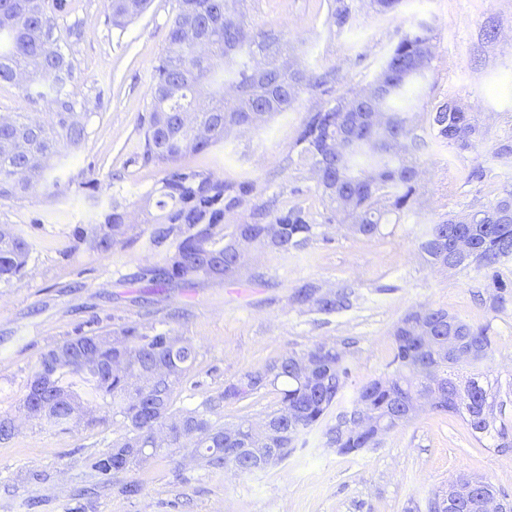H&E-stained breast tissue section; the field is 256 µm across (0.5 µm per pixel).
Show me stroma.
Masks as SVG:
<instances>
[{
  "instance_id": "35a3bbf8",
  "label": "stroma",
  "mask_w": 512,
  "mask_h": 512,
  "mask_svg": "<svg viewBox=\"0 0 512 512\" xmlns=\"http://www.w3.org/2000/svg\"><path fill=\"white\" fill-rule=\"evenodd\" d=\"M347 9L334 24L336 6ZM176 0H151L125 28L108 18L107 0H72L59 18L61 46L74 67L71 93L90 113L88 137L51 176L59 197L37 190L0 201V225L24 231L30 254L21 279L0 282V412L16 432L0 440V512H405L467 474L490 481L512 500V447L476 442L460 417L431 410L393 430L382 445L340 455L324 427L301 436L282 463L251 474L204 466L188 448H171L102 483L86 466L125 433L121 417L63 431L18 416L41 355L95 322L106 336L135 326L188 339L198 355L174 393L176 408L198 406L245 372L318 343L345 348L349 378L336 402L347 408L367 382L385 374L393 356L392 328L408 311L443 308L485 325L492 352L461 377L479 371L499 378L502 412L512 439V299L493 309L480 300L486 275L474 268L428 265L419 245L427 225L487 204L512 185V0H403L397 13H377L369 0H244L246 22L282 31L291 61L316 74L335 72L334 95L369 81L401 30L423 23L434 58L408 96L419 107L420 178L415 204L380 236L350 234L328 221L312 171L294 146L320 93H303L295 109L235 131L223 143L183 158V165L226 183L250 187V201L275 210L298 205L317 225L303 248L280 253L255 245L236 274L159 284L139 279L160 266L172 242L154 245L164 171L142 156L140 125L150 111V77L164 52ZM79 25V36L69 29ZM497 28L495 39L486 36ZM452 98L475 118L482 137L465 150L435 138L425 107ZM96 182L76 183L80 171ZM124 204L127 241L102 253L78 240V228L101 221L113 200ZM318 294L350 291L349 309L325 313L295 302L296 288ZM44 482H29L32 472ZM135 481V496L117 491Z\"/></svg>"
}]
</instances>
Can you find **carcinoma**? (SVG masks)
I'll list each match as a JSON object with an SVG mask.
<instances>
[{"label": "carcinoma", "mask_w": 512, "mask_h": 512, "mask_svg": "<svg viewBox=\"0 0 512 512\" xmlns=\"http://www.w3.org/2000/svg\"><path fill=\"white\" fill-rule=\"evenodd\" d=\"M147 5L148 0H108L112 25H124ZM69 10L68 0H0V18L12 20L10 29L0 30V84L19 86L27 102L45 100L51 106L46 120L15 112L0 123V201L37 188L59 196L58 182L47 176L52 160L79 149L86 140L89 115L78 110L68 91L74 67L58 45L57 15ZM282 46L281 32L254 30L245 23L239 0H177L166 46L152 76L142 149L145 160L165 166L158 201L164 226L152 232L153 242L161 244L173 235L179 240L163 265L143 272L150 280L222 275L224 262L238 244L272 242L278 251L288 253L314 236L316 225L300 206L273 213L256 205L251 210L253 223L225 231L224 214L241 207L250 190L180 164L184 155L224 142L233 129L249 124L254 111L267 117L288 112L306 90L321 88L323 94L331 95L328 77L279 62ZM432 60L428 29L402 32L362 90L329 98L307 115L297 132L300 158L321 170L318 187L334 216L349 221L355 234L380 235L381 226L400 217L413 200L418 166L412 156L422 144L407 92L429 70ZM376 85L390 86L388 94L376 101V108L388 113L385 125L369 131L349 127L357 102ZM183 112L195 113L194 124L181 121ZM427 114L436 138L444 143L466 148L480 136L471 115L453 99L435 104ZM22 135L27 136L26 149L4 148V143ZM21 169L36 172L39 180L17 183L14 174ZM505 206L512 208V187L503 188L493 200L466 215L429 225L420 244L434 264L436 245L448 242L457 222L467 221L475 244L460 267L493 271L486 290L495 306L512 297V281L494 273L512 258V220L482 224L472 219ZM120 207L113 201L105 222L78 229L80 238L104 253L122 244L125 225ZM29 254L30 243L21 230L0 226V282L20 278ZM298 299L324 312L342 309L347 303L343 294L316 298L306 286L298 291ZM446 315L445 309L419 308L397 323L396 333L420 317L430 328V343L424 350L414 337L394 339L392 371L363 385L351 405L336 416V424L326 430L328 443L339 453L376 447L383 435L409 422L403 415L405 402L435 382L442 392L435 411L460 416L475 436L504 437L495 425L501 407L497 386L476 377L462 382L456 374L460 364L473 366L488 357L489 329L456 319L457 336L471 352L451 359L442 353V343L448 339ZM168 339L166 332L147 334L136 327L123 329L121 342L115 344L94 331L71 336L42 355L34 376H47L48 386L39 397L27 392L23 408L39 403L44 408L41 419L63 429L83 419L89 424L97 421L91 411L101 403L112 415L122 417L126 433L89 460L90 469L104 482L134 464L118 460L124 449L134 445L152 449V457L164 448H192L211 468L231 467L247 474L287 459L299 438L325 420L349 377L346 350L319 343L312 346L321 360L314 379L300 375L299 353L291 352L243 374L196 408L175 410L174 392L195 362L196 350L187 339L174 345ZM161 363L170 369L167 380L152 375ZM135 376L141 387L134 394L131 379ZM269 386L277 389L279 402L266 420L277 422L281 435L270 444L264 435L255 434L247 447L266 452L241 454L236 451L238 444L224 440L227 424L216 416L224 403L244 402Z\"/></svg>", "instance_id": "1"}]
</instances>
